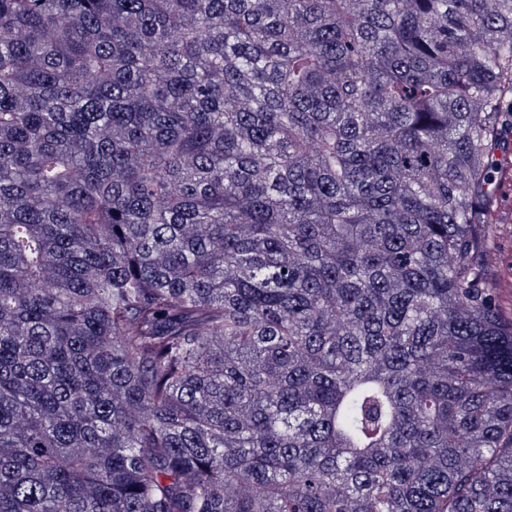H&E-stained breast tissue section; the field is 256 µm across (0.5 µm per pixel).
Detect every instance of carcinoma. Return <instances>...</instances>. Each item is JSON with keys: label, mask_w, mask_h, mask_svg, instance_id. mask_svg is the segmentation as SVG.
Here are the masks:
<instances>
[{"label": "carcinoma", "mask_w": 512, "mask_h": 512, "mask_svg": "<svg viewBox=\"0 0 512 512\" xmlns=\"http://www.w3.org/2000/svg\"><path fill=\"white\" fill-rule=\"evenodd\" d=\"M512 0H0V512H512Z\"/></svg>", "instance_id": "1"}]
</instances>
